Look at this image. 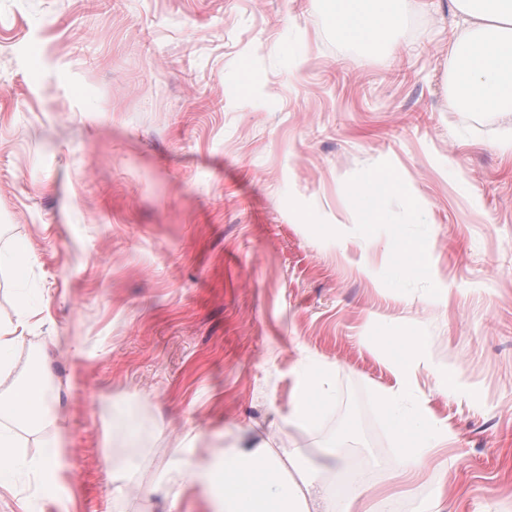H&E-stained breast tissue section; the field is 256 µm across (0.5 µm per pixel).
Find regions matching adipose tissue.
<instances>
[{
  "mask_svg": "<svg viewBox=\"0 0 512 512\" xmlns=\"http://www.w3.org/2000/svg\"><path fill=\"white\" fill-rule=\"evenodd\" d=\"M464 33L454 46L464 67L456 73L459 84L474 88L480 100L512 112V0H452ZM394 12L377 9L375 0H338L332 21L337 30L361 40L392 26ZM386 354L396 386L379 391L376 399L385 410L391 432L399 444V466L393 488L378 494L359 480L358 466L332 452L322 468L309 462L306 449L275 451L266 442L243 437L222 462L179 458L181 483L165 487V512H181L184 494L197 483L208 484L221 500L224 512H396L404 496L420 494L418 512H441L448 482V465L436 460L435 450L449 439L448 426L435 417L425 401L404 410L424 355V341L408 336L373 339ZM327 368L313 365L295 381L292 409L281 418L280 433L314 425L331 399L325 388ZM54 395L46 385L18 382L0 390V494L12 492L20 471L33 473L42 488H55L61 480V454L66 429L57 426L47 451L26 458L17 428L48 422L47 409Z\"/></svg>",
  "mask_w": 512,
  "mask_h": 512,
  "instance_id": "adipose-tissue-1",
  "label": "adipose tissue"
}]
</instances>
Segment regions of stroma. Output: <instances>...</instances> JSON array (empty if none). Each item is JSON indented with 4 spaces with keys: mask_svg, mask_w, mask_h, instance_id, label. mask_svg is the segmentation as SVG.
Instances as JSON below:
<instances>
[{
    "mask_svg": "<svg viewBox=\"0 0 512 512\" xmlns=\"http://www.w3.org/2000/svg\"><path fill=\"white\" fill-rule=\"evenodd\" d=\"M385 6L361 42L336 0H0V253L31 249L0 316L35 311L0 381L47 365L67 428L60 488L21 473L0 512H161L176 454L245 435L319 464L346 434L384 490L382 334L433 363L446 512H512V112L460 107L451 0ZM313 362L332 400L283 435ZM110 404L139 424L123 483Z\"/></svg>",
    "mask_w": 512,
    "mask_h": 512,
    "instance_id": "1",
    "label": "stroma"
}]
</instances>
